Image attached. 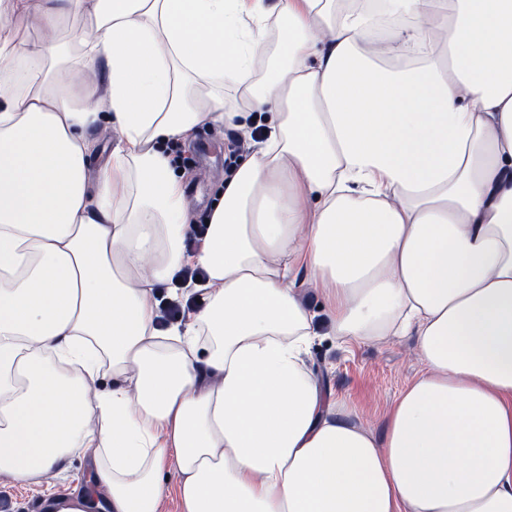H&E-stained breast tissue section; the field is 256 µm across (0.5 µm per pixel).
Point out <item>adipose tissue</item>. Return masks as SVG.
Listing matches in <instances>:
<instances>
[{
  "label": "adipose tissue",
  "instance_id": "ef3b65f1",
  "mask_svg": "<svg viewBox=\"0 0 512 512\" xmlns=\"http://www.w3.org/2000/svg\"><path fill=\"white\" fill-rule=\"evenodd\" d=\"M251 112L186 253L171 148ZM301 270L340 342L415 339L383 435L307 366ZM79 452L49 512H160L171 464L182 512H512V0H0V474Z\"/></svg>",
  "mask_w": 512,
  "mask_h": 512
}]
</instances>
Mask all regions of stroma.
Here are the masks:
<instances>
[{
	"label": "stroma",
	"instance_id": "1",
	"mask_svg": "<svg viewBox=\"0 0 512 512\" xmlns=\"http://www.w3.org/2000/svg\"><path fill=\"white\" fill-rule=\"evenodd\" d=\"M248 150V144L229 127L198 128L189 153L182 157L184 168L192 175L186 196L196 219H204L225 176ZM297 286L315 312L321 330L308 355L312 373L319 375L327 399L344 401L355 422L381 434L395 398L423 370L412 337L388 336L350 347L343 345L329 335L323 297L310 286L306 274H299ZM88 466L87 458L73 457L69 471L49 473L40 490L15 485L9 477L0 475V493L8 496L10 512H40L43 490L65 493L73 476L87 474Z\"/></svg>",
	"mask_w": 512,
	"mask_h": 512
}]
</instances>
